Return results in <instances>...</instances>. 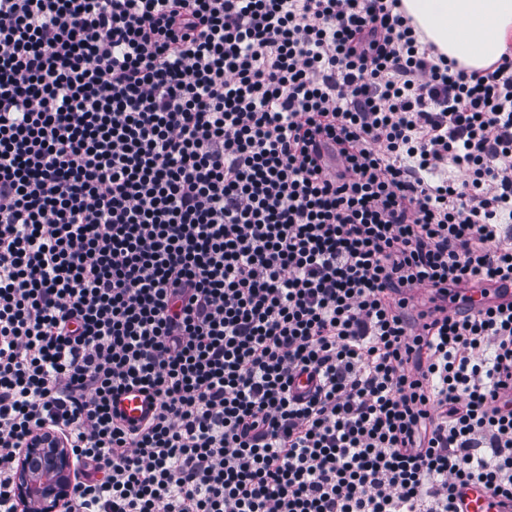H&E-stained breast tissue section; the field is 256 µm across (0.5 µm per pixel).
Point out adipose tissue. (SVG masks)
<instances>
[{"label":"adipose tissue","instance_id":"1","mask_svg":"<svg viewBox=\"0 0 512 512\" xmlns=\"http://www.w3.org/2000/svg\"><path fill=\"white\" fill-rule=\"evenodd\" d=\"M442 53L471 69L499 59L512 37V0H403Z\"/></svg>","mask_w":512,"mask_h":512}]
</instances>
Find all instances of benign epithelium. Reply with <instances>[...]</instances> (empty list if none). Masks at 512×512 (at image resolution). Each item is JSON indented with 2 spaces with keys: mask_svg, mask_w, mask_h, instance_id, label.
<instances>
[{
  "mask_svg": "<svg viewBox=\"0 0 512 512\" xmlns=\"http://www.w3.org/2000/svg\"><path fill=\"white\" fill-rule=\"evenodd\" d=\"M70 449L49 431L35 434L30 446L23 449L14 478L21 504L33 503L38 512H58L71 490Z\"/></svg>",
  "mask_w": 512,
  "mask_h": 512,
  "instance_id": "1",
  "label": "benign epithelium"
}]
</instances>
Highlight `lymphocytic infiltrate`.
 Segmentation results:
<instances>
[{"mask_svg": "<svg viewBox=\"0 0 512 512\" xmlns=\"http://www.w3.org/2000/svg\"><path fill=\"white\" fill-rule=\"evenodd\" d=\"M511 286V47L459 67L401 0H0V512L44 428L62 512L512 501V301L459 305ZM118 408L130 421H139L151 414L149 401L137 389L126 392L121 397ZM464 512H499L500 507L488 493L480 488H471L464 493Z\"/></svg>", "mask_w": 512, "mask_h": 512, "instance_id": "f902f5d3", "label": "lymphocytic infiltrate"}]
</instances>
